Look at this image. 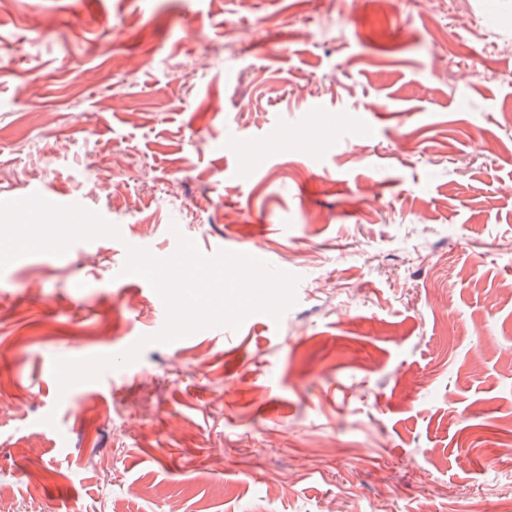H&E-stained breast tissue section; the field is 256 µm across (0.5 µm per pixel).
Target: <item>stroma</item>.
Wrapping results in <instances>:
<instances>
[{
	"mask_svg": "<svg viewBox=\"0 0 512 512\" xmlns=\"http://www.w3.org/2000/svg\"><path fill=\"white\" fill-rule=\"evenodd\" d=\"M36 192L101 222L0 206V512L512 493V0H0V199ZM177 233L294 304L158 342L122 269Z\"/></svg>",
	"mask_w": 512,
	"mask_h": 512,
	"instance_id": "1",
	"label": "stroma"
}]
</instances>
